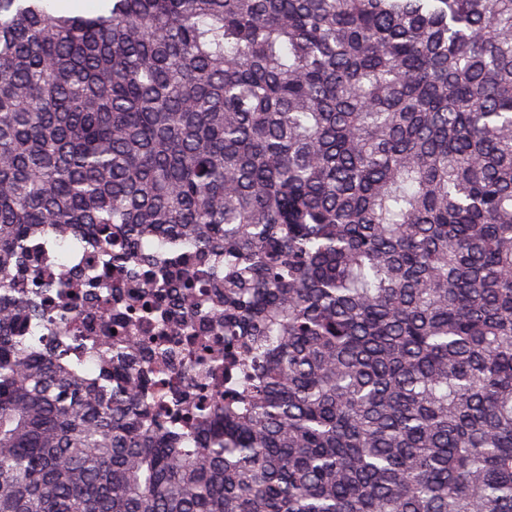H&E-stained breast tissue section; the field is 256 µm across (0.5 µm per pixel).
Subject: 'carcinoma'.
<instances>
[{"instance_id": "cac0c4a2", "label": "carcinoma", "mask_w": 512, "mask_h": 512, "mask_svg": "<svg viewBox=\"0 0 512 512\" xmlns=\"http://www.w3.org/2000/svg\"><path fill=\"white\" fill-rule=\"evenodd\" d=\"M0 512H512V0H0ZM35 259V265L37 266H46L48 264L57 265L55 255L51 252H49L46 248L44 250L35 251L32 253ZM94 260H97V256L94 250L87 249L85 247L81 248V251L77 255V257L71 261L66 268V270L63 268H60L58 266V270H61L62 272L67 273L68 270L73 269V264L78 263L79 266H87L92 265ZM101 309L93 310L91 312L83 313L81 320H78L70 328H64L56 322L46 320L43 323L40 331V337L45 347L54 346L56 338L69 336L70 333L79 332L81 336H106L101 331V315H105L108 319L112 320V299L108 292L101 295Z\"/></svg>"}]
</instances>
